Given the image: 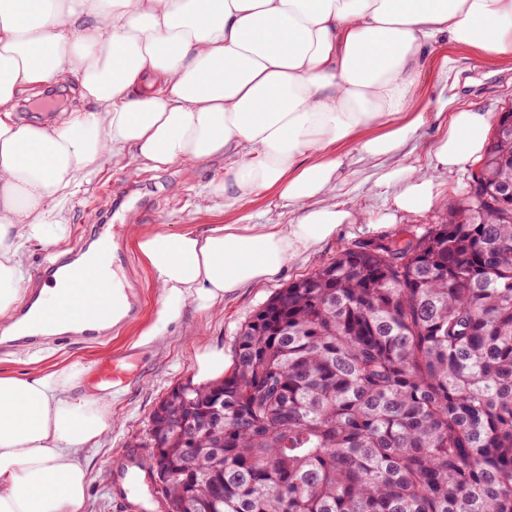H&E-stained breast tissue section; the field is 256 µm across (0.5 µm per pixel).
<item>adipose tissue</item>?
Wrapping results in <instances>:
<instances>
[{"instance_id": "obj_1", "label": "adipose tissue", "mask_w": 512, "mask_h": 512, "mask_svg": "<svg viewBox=\"0 0 512 512\" xmlns=\"http://www.w3.org/2000/svg\"><path fill=\"white\" fill-rule=\"evenodd\" d=\"M512 59V0H0V330L26 279L23 248L58 245L64 203L91 172L131 158L158 171L220 156L223 183L204 200L231 209L272 193L289 224H213L127 236L162 307L135 347L155 345L188 306L277 276L359 214L331 203L347 156L397 152L428 121L410 109L424 61L445 44ZM69 73L83 109L17 119L23 93ZM490 116L450 112L436 166L480 157ZM395 214L438 204L424 168L402 166ZM75 363L0 371V512H86L82 454L112 425V402L74 394Z\"/></svg>"}]
</instances>
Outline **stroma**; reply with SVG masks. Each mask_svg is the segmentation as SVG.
Segmentation results:
<instances>
[{
  "label": "stroma",
  "mask_w": 512,
  "mask_h": 512,
  "mask_svg": "<svg viewBox=\"0 0 512 512\" xmlns=\"http://www.w3.org/2000/svg\"><path fill=\"white\" fill-rule=\"evenodd\" d=\"M454 106L487 112L494 118L512 108V60L488 63L481 53L463 46L442 48L427 59L413 105L414 111L427 113V124L396 155L352 163L345 185L336 192V202L360 213L361 221L342 225L334 236L302 254L272 280L226 296L216 314L185 308L156 349L131 346L139 330L160 309L161 297L149 270L126 236L123 223L127 214L135 213L139 224L148 230H176L185 225L202 229L211 224H287L293 218L292 212L274 206L268 194L243 201L230 211L220 205L209 210L199 208L200 198L212 184L224 179V160L220 157L193 169L173 165L149 173L137 170L131 159L123 158L93 172L88 183L69 197L65 204L69 237L57 246V254L79 246L85 239L87 225L111 214L112 236L123 258L121 269L137 291L139 313L125 321L120 330L95 342L79 340L60 346L48 341L23 355L1 350L0 368L26 372L79 362L88 367L77 387L82 393L93 387L101 359L128 353L136 358L137 363L124 382L116 386L119 397L112 402L110 431L88 453L91 484L87 512H127L121 494L110 480L117 457L140 442L162 398L193 381L198 345L223 349L226 362H233L234 339L241 326L279 288L314 271L344 248L389 237L404 229L420 232L428 225L441 223L446 205L466 196L475 167L471 160L451 171L431 168L442 205L393 221L384 218L400 186L380 182V175L398 166H428L432 145Z\"/></svg>",
  "instance_id": "35a3bbf8"
}]
</instances>
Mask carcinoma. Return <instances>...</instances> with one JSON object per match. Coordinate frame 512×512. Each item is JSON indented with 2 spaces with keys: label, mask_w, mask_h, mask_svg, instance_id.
<instances>
[{
  "label": "carcinoma",
  "mask_w": 512,
  "mask_h": 512,
  "mask_svg": "<svg viewBox=\"0 0 512 512\" xmlns=\"http://www.w3.org/2000/svg\"><path fill=\"white\" fill-rule=\"evenodd\" d=\"M234 349L151 416L155 512H512V132L446 222L341 250Z\"/></svg>",
  "instance_id": "obj_1"
}]
</instances>
